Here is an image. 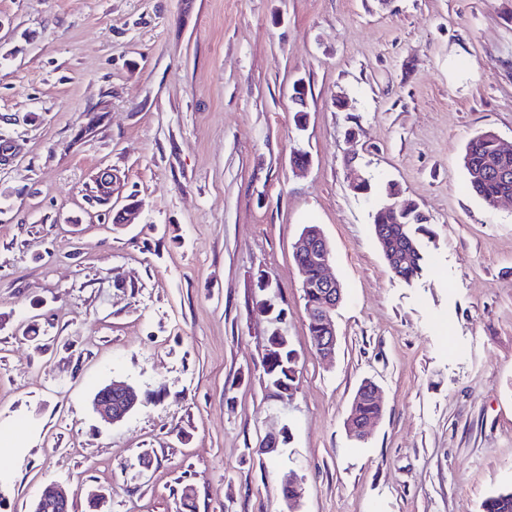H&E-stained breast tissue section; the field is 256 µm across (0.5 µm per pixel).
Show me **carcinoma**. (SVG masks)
I'll return each mask as SVG.
<instances>
[{"instance_id": "cac0c4a2", "label": "carcinoma", "mask_w": 512, "mask_h": 512, "mask_svg": "<svg viewBox=\"0 0 512 512\" xmlns=\"http://www.w3.org/2000/svg\"><path fill=\"white\" fill-rule=\"evenodd\" d=\"M497 155L496 139L490 132H482L469 140L462 157L471 191L489 205L500 194L512 193V178L505 181L483 175L485 165ZM373 224H382L387 233V248L394 257L389 271L410 283L422 276L425 267L423 237L429 234L428 220L416 222L413 217L388 201L372 216ZM269 357L263 358L262 369L268 387L282 399H291L297 390L296 354L289 345L276 336L269 337ZM482 512H512V489L498 491L482 503Z\"/></svg>"}]
</instances>
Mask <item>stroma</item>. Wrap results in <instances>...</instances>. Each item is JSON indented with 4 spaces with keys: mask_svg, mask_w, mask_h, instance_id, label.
<instances>
[{
    "mask_svg": "<svg viewBox=\"0 0 512 512\" xmlns=\"http://www.w3.org/2000/svg\"><path fill=\"white\" fill-rule=\"evenodd\" d=\"M482 131L512 142V0H0V512L51 483L75 512L98 488L104 512H184L188 484L194 512H288L291 471L297 512L512 489V200L468 186ZM105 168L136 223L91 203ZM392 184L433 235L409 284L372 224ZM308 224L343 287L330 362L294 262ZM265 296L289 401L263 376ZM115 379L142 399L112 425L92 399ZM366 379L384 412L359 443ZM271 350L268 358H263L262 369L268 387L282 399H291L297 390L296 354L277 336H270ZM364 397L374 399L382 408V401L379 396L378 387L372 381H365L363 385L358 388L355 394L354 404ZM380 406L373 403L371 400L364 398L357 402L355 412L362 418L374 417L380 413L383 414ZM355 412L354 410L351 411L346 418L347 429L352 438L358 441H365L368 426L378 420L379 416L373 419L364 420L358 417Z\"/></svg>",
    "mask_w": 512,
    "mask_h": 512,
    "instance_id": "1",
    "label": "stroma"
}]
</instances>
